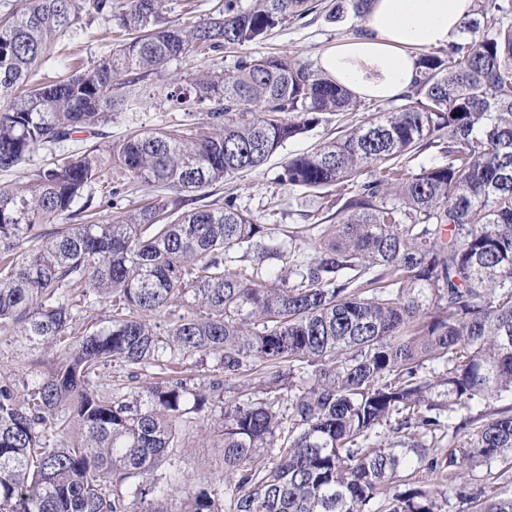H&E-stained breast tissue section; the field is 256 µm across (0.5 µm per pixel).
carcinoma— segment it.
I'll use <instances>...</instances> for the list:
<instances>
[{"mask_svg":"<svg viewBox=\"0 0 512 512\" xmlns=\"http://www.w3.org/2000/svg\"><path fill=\"white\" fill-rule=\"evenodd\" d=\"M370 2L338 0L328 18L358 19ZM162 8L127 0L119 49L42 85L36 67L112 0H26L0 20L1 171L107 123L169 61L257 43L315 5L224 0L189 27L161 21ZM511 12L473 9L446 55L418 54L395 112L284 163L281 184L336 188V224L268 245L277 225L233 204L160 201L116 222L58 223L92 207L83 192L109 168L196 192L260 168L319 114L357 107L285 55L244 56L170 92L216 104L200 127L86 145L1 187L0 339L61 349L47 373L0 365V512H442L441 478L475 461L511 472L512 404L481 409L512 398ZM436 142L438 162L403 168ZM257 249L261 262H246ZM92 298L111 316L84 334ZM197 354L215 362L201 383L183 375ZM114 363L146 382L101 390ZM248 371L254 386L240 384ZM193 426L224 454V475L201 485L171 455ZM447 433L458 444L437 447ZM456 496L467 512H512V493Z\"/></svg>","mask_w":512,"mask_h":512,"instance_id":"obj_1","label":"carcinoma"}]
</instances>
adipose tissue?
Returning <instances> with one entry per match:
<instances>
[{"mask_svg":"<svg viewBox=\"0 0 512 512\" xmlns=\"http://www.w3.org/2000/svg\"><path fill=\"white\" fill-rule=\"evenodd\" d=\"M472 9L473 0H373L363 36L325 51L321 69L360 97L396 98L419 76L415 49L448 44Z\"/></svg>","mask_w":512,"mask_h":512,"instance_id":"obj_1","label":"adipose tissue"}]
</instances>
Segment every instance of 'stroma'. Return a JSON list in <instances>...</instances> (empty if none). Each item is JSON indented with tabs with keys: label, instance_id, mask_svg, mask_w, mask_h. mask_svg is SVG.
I'll return each mask as SVG.
<instances>
[{
	"label": "stroma",
	"instance_id": "35a3bbf8",
	"mask_svg": "<svg viewBox=\"0 0 512 512\" xmlns=\"http://www.w3.org/2000/svg\"><path fill=\"white\" fill-rule=\"evenodd\" d=\"M358 22L345 18L328 20L316 11L301 18L287 19L275 28L263 42L242 47L241 50H219L209 56L186 54L171 60L161 71L149 75L139 83V96L131 106L113 112L108 123L82 133L80 142L67 141L35 152L10 171H0V185L8 186L28 181L43 168L76 149L78 144L106 146L135 131L154 129H185L200 125L211 108L210 102H196L183 106L168 97L174 84H187L202 72H230L240 56L259 58L268 55H289L296 60L317 66L319 55L356 35ZM119 40V28L111 14L84 15L72 36L56 46L51 58L36 68L35 81H47L59 73L80 65L89 66L108 56ZM396 101L361 100L350 112H326L319 123L304 135L287 140L259 169L235 176L188 195L189 207L223 206L234 200L238 209L258 224H279L289 229L302 224H332L336 221L334 193L306 191L281 185L278 175L283 164L295 155L310 151L322 141L336 137L339 130L356 127L378 112L395 111ZM90 191L102 218L118 219L126 210L145 201H170L171 191L147 183L137 184L134 190L118 189L116 181L92 185ZM178 464L188 478L212 479L224 468L221 449L187 437L178 450ZM506 491L512 489V475L494 479L486 465L466 467L462 474L441 482V491L448 497L442 512H460L462 505L454 494L456 487L465 485L477 489L487 485Z\"/></svg>",
	"mask_w": 512,
	"mask_h": 512
}]
</instances>
